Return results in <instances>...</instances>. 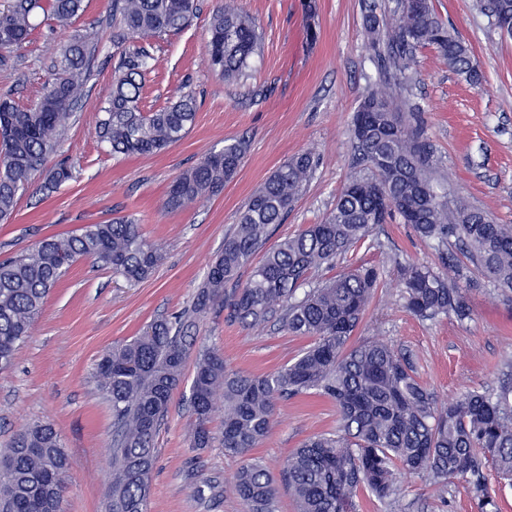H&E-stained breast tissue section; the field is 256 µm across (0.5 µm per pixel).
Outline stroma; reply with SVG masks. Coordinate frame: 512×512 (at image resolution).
<instances>
[{
  "mask_svg": "<svg viewBox=\"0 0 512 512\" xmlns=\"http://www.w3.org/2000/svg\"><path fill=\"white\" fill-rule=\"evenodd\" d=\"M259 22L263 41L248 77L229 84L205 63L207 28L215 0L184 31L149 40L151 60L144 110L165 106L180 92L194 94L193 127L179 143L151 156L121 157L95 134L97 109L112 91L117 62L110 0H86L71 28L41 23L35 39L12 67L0 68V97L36 102L55 57L72 31L89 32L99 52L77 118L57 155L76 167V177L51 196L28 187L8 224H0V257L30 247L46 235L116 217L135 221L141 235L158 245L163 263L147 281L131 285L88 261L75 264L49 294L44 310L22 344L15 364L0 370V445L36 420L54 423L74 464L64 477V512H106L112 473V408L95 390L98 357L130 340L153 320L174 318L188 307L208 266L236 224L252 190L291 156L312 152L317 168L304 195L270 238L278 243L305 224L319 222L354 169L348 126L359 101L378 78L376 59L365 46L361 0H316L317 41L306 36L303 0H239ZM451 32L467 42L483 75L472 85L420 50L413 61L414 101L433 144L436 178L449 197L487 208L494 221L512 224V38L501 36L475 7V0H432ZM248 150L236 176L217 195L170 211L163 202L172 179L206 153L236 139ZM437 264L433 250L404 224L381 225L348 254L346 266L382 267L383 282L357 332L409 353L420 378L445 403L465 389L499 386L512 373V293L497 290L476 267L460 281L472 316L458 321L421 320L403 306L396 261ZM195 347L217 346L234 368L272 371L308 344L270 325L247 331L217 307L201 317ZM174 392L155 438L149 512H245L235 486L238 459L220 448L188 447L192 421L189 377ZM338 425L335 407L318 396L288 403L269 437L255 448L272 473L308 436ZM356 512H474L467 483L432 496L424 478H399L387 504L368 494Z\"/></svg>",
  "mask_w": 512,
  "mask_h": 512,
  "instance_id": "stroma-1",
  "label": "stroma"
}]
</instances>
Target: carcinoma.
I'll list each match as a JSON object with an SVG mask.
<instances>
[{
    "label": "carcinoma",
    "instance_id": "obj_1",
    "mask_svg": "<svg viewBox=\"0 0 512 512\" xmlns=\"http://www.w3.org/2000/svg\"><path fill=\"white\" fill-rule=\"evenodd\" d=\"M476 6L499 31L501 21L512 18V0H476ZM85 7V0H8L0 10V67L11 66L39 28L37 11L66 27ZM363 9L365 37L376 51L382 78L355 110L349 133L357 165L333 208L320 223L307 224L263 250L272 227L283 223L317 166L310 152L284 161L239 211L234 230L224 237L177 322L157 319L98 360L96 390L112 405L109 512H147L155 436L183 382L191 346L184 332L217 306L246 330L275 323L311 340L286 365L260 374L232 369L214 346L196 354L188 447L217 445L224 455L243 460L234 483L247 512H279L277 480L250 453L269 436L279 408L309 395L336 405L339 428L307 438L284 461L281 480L295 512H352L362 492L386 501L396 495L401 471L425 478L440 498L448 493V482L463 480L474 493L475 512H498V493L486 483L483 467L490 463L503 480H512V386L473 387L438 404L408 355L377 338L353 340L383 270L365 265L315 278L377 227L397 221L409 225L448 268L460 272L464 257L495 287L512 293V225L497 224L486 211L438 191L432 145L418 120L420 107L396 93L412 82L411 63L427 47L452 71L479 84L482 76L471 49L450 32L430 0H398L390 19L377 14L375 0H365ZM197 10V0H112L119 59L97 122V134L112 152L152 155L188 134L197 112L194 95L184 94L152 112L142 110L151 56L141 41L186 28ZM261 47L255 18L236 0H217L207 44L211 70L238 82ZM95 51L90 34H74L53 61L36 104L0 100V223L12 218L31 177L42 170L75 117ZM246 152L242 139L201 157L170 183L166 206L181 209L221 192ZM72 177L71 166L61 161L46 172L40 190L50 192ZM163 259L162 249L123 219L48 235L1 259L0 369L15 362L51 290L77 262L89 260L137 283ZM396 266L403 306L414 316L470 319L455 281L428 263ZM247 267L249 277L241 284L239 274ZM220 397L224 429L217 438L210 423ZM71 465L53 424L27 426L0 450V466L6 469L0 473V512H61V475Z\"/></svg>",
    "mask_w": 512,
    "mask_h": 512
}]
</instances>
